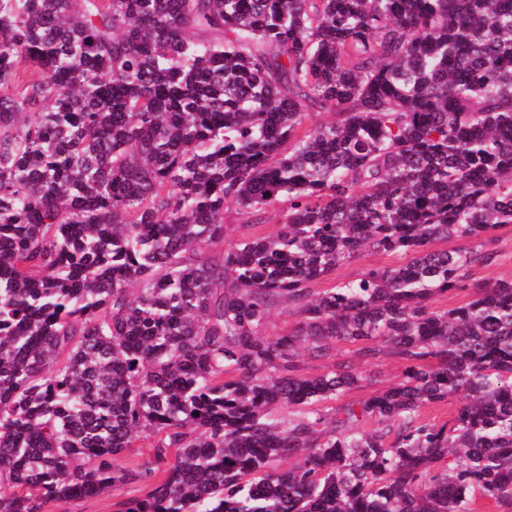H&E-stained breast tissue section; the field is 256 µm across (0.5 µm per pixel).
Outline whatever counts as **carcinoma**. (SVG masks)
<instances>
[{"label": "carcinoma", "instance_id": "1", "mask_svg": "<svg viewBox=\"0 0 512 512\" xmlns=\"http://www.w3.org/2000/svg\"><path fill=\"white\" fill-rule=\"evenodd\" d=\"M504 224L512 0H0V512H512V279L432 306ZM404 261V256L399 253H372L364 255L353 261L337 266L335 271H333L325 279L319 280L312 284L310 288H314L315 291H319L324 288H332L341 282L358 279L361 274L369 267H395L402 264ZM353 347L350 345H338L336 350H331L330 356L321 357V358H312L309 356H304L301 361L302 365V373L306 376H315L321 373L326 372L330 366L336 361V357L346 358L348 356H353L352 351ZM337 354L338 356H334ZM361 369L369 378L368 381L364 387L349 392L344 401L363 400L375 392L385 390L399 381L403 367L397 358L385 355L368 365H361ZM460 406L459 397H454L447 405L429 404L422 408V418L428 422L441 425L451 419L455 408ZM147 442L139 441L137 442L133 448H129L126 452H123L113 459V464L117 468H135L138 464H142L146 461H149L150 454L152 452L151 448H140V446H146ZM147 488L142 483L130 484L118 492H107L97 497L51 502L44 512H116V503L130 497L142 496Z\"/></svg>", "mask_w": 512, "mask_h": 512}]
</instances>
